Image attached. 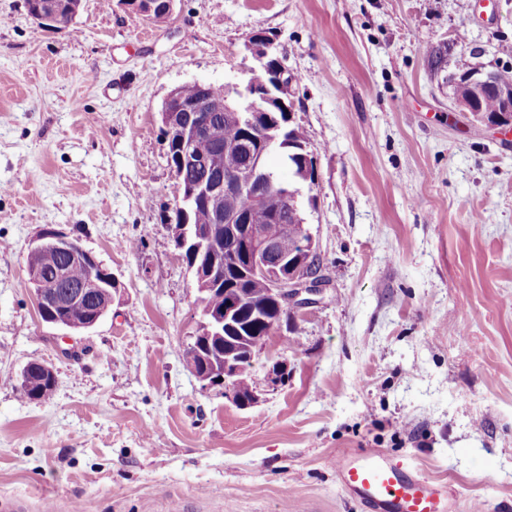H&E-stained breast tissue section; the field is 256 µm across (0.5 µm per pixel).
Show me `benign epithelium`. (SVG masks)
<instances>
[{"label": "benign epithelium", "mask_w": 512, "mask_h": 512, "mask_svg": "<svg viewBox=\"0 0 512 512\" xmlns=\"http://www.w3.org/2000/svg\"><path fill=\"white\" fill-rule=\"evenodd\" d=\"M176 0H131L135 9L155 22L167 20L174 12ZM30 16L44 27H57L72 23L83 9V0H25ZM274 40L258 31L249 41L252 64L243 67L251 73L257 68L271 69L272 81L257 86L246 81L238 94L248 101L241 107H232L226 97L210 95V85L198 84L199 97L187 100L181 87L174 88L166 97L161 109V122L166 139L174 141L178 154L173 173L189 168H203L206 176L193 182L176 181L177 210L183 214L179 224L169 225L174 243L181 252L206 254L213 258L223 253L224 239L229 237L240 244L234 262L242 261L255 272L264 273L271 283L281 316L295 309L317 302L325 283L323 269L310 265V258L317 254L315 239L304 224H290L288 219L273 213L272 223L281 225L276 238L269 237L263 226L250 223L248 216L227 213L215 204L218 199L233 194L248 193L257 199L278 196L282 189L279 180L265 172V156L273 143L256 135L261 123L277 122L274 112L287 113L293 120L292 105L288 103V79L278 57H272ZM496 93L506 104V110L497 117H487L477 107V101L486 92ZM452 104L474 120L493 127L512 126V81L490 73L472 76L463 84L452 83ZM236 124L243 130L241 140L224 142V123ZM201 142L209 144V151L197 149ZM243 155L245 163L237 168L224 169V156ZM206 207L212 211V223L191 224L188 211ZM53 251L62 263H81L88 267L89 278L77 287L67 286V269L60 268L52 277L43 272L40 257ZM28 280L34 292L41 319L67 331H85L97 325L110 311L112 290L118 280L80 242L62 232L44 231L28 249ZM198 300L205 302L217 282L214 266L190 265ZM230 304L220 309L203 308L200 315L201 329L187 347V356L202 363L201 371H192L204 387L224 386L247 372V359L241 356L238 343L224 337L225 327L242 313L245 299L236 293L227 296ZM83 305L88 318L80 321L67 319L64 311L71 305ZM41 371L26 367L21 372V390L42 394L54 389L56 377L53 367L40 364Z\"/></svg>", "instance_id": "benign-epithelium-1"}]
</instances>
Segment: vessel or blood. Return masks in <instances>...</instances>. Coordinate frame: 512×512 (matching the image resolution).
Returning <instances> with one entry per match:
<instances>
[{
  "label": "vessel or blood",
  "mask_w": 512,
  "mask_h": 512,
  "mask_svg": "<svg viewBox=\"0 0 512 512\" xmlns=\"http://www.w3.org/2000/svg\"><path fill=\"white\" fill-rule=\"evenodd\" d=\"M335 464L345 487L366 512H452L454 489L378 450L345 452Z\"/></svg>",
  "instance_id": "1"
}]
</instances>
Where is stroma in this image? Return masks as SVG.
Returning a JSON list of instances; mask_svg holds the SVG:
<instances>
[{
  "mask_svg": "<svg viewBox=\"0 0 512 512\" xmlns=\"http://www.w3.org/2000/svg\"><path fill=\"white\" fill-rule=\"evenodd\" d=\"M85 0L46 28L0 0V502L24 512H364L333 464L378 449L512 512V130L456 110L423 50L512 76V0ZM272 36L316 162L301 187L327 284L248 370L254 404L184 366L199 293L168 229L171 89L238 85ZM79 239L107 316L43 322L27 252ZM57 378L24 396L32 361ZM176 0H131L130 5L155 22L167 20L174 12Z\"/></svg>",
  "mask_w": 512,
  "mask_h": 512,
  "instance_id": "1",
  "label": "stroma"
}]
</instances>
